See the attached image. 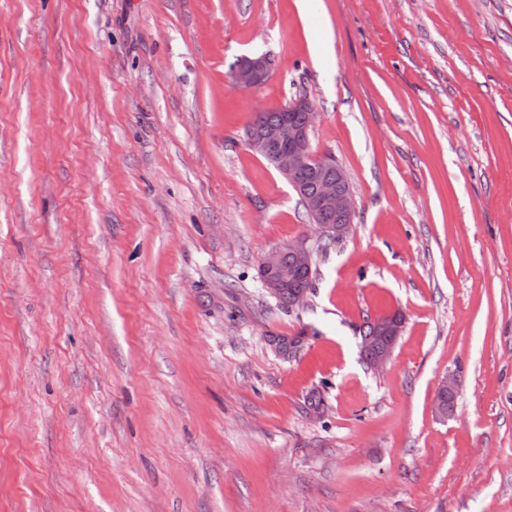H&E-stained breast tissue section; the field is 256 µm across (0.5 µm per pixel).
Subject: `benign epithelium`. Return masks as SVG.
<instances>
[{
  "label": "benign epithelium",
  "mask_w": 512,
  "mask_h": 512,
  "mask_svg": "<svg viewBox=\"0 0 512 512\" xmlns=\"http://www.w3.org/2000/svg\"><path fill=\"white\" fill-rule=\"evenodd\" d=\"M271 69L272 59L269 55L246 56L232 68L230 77L237 86L251 89L263 85ZM284 111L304 113V125L297 127L284 120L276 126L248 134L247 144L255 153L270 159L292 189L300 194V200L310 215L316 216L328 211L340 218L338 224L316 225L317 239H340L349 232L355 212L351 188L339 186V182L348 181V177L345 171L338 169L336 177L319 180L315 194L301 195V176L304 170L329 165L331 160L329 155L318 154L312 149L310 134L317 123L319 112L311 100L299 95L285 106ZM314 249V244L305 237L275 246L266 252L260 268L261 284L267 294L277 297L288 288L289 276L280 268L283 252H292L300 266L309 267L314 260Z\"/></svg>",
  "instance_id": "7a95c632"
}]
</instances>
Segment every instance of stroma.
Masks as SVG:
<instances>
[{"mask_svg":"<svg viewBox=\"0 0 512 512\" xmlns=\"http://www.w3.org/2000/svg\"><path fill=\"white\" fill-rule=\"evenodd\" d=\"M302 93L356 209L286 311ZM0 512H512V0H0ZM272 64V59L267 54L242 57L232 68L230 77L240 88L259 87L267 81ZM314 249V243H310V240L305 237L275 246L263 256L260 263L261 284L280 307L288 310L291 309V304L294 308L302 307L308 297L306 289L309 293L313 291L316 278V267L313 263ZM296 259L302 267L297 264ZM312 263V268H309ZM280 265L292 274L289 284L290 277L281 270ZM300 289L303 291L297 293ZM378 325V327H377ZM401 324L394 315L387 317H380L377 324L374 320L366 321L361 331V341L364 343L361 354L369 364L376 354L384 348L387 344H396L400 336L384 335V333H393L397 335L400 331ZM380 331H379V330ZM391 350L387 349L376 356L375 361L372 363L371 368L375 370H383L390 360Z\"/></svg>","mask_w":512,"mask_h":512,"instance_id":"stroma-1","label":"stroma"}]
</instances>
